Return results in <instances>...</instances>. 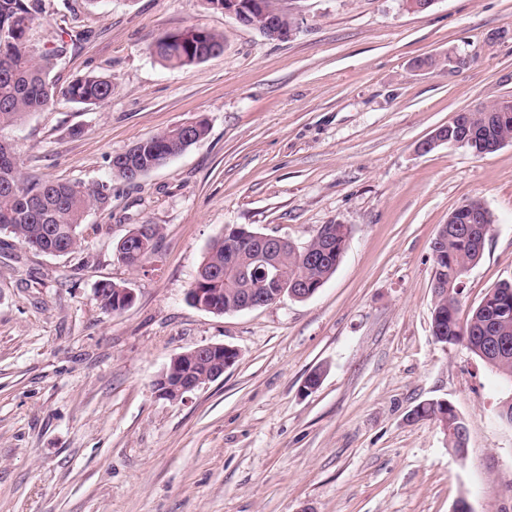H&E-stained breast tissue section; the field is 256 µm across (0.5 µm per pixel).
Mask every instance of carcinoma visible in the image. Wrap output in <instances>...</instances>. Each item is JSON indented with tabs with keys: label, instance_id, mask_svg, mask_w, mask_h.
I'll return each mask as SVG.
<instances>
[{
	"label": "carcinoma",
	"instance_id": "carcinoma-1",
	"mask_svg": "<svg viewBox=\"0 0 512 512\" xmlns=\"http://www.w3.org/2000/svg\"><path fill=\"white\" fill-rule=\"evenodd\" d=\"M44 0H0V131L16 126L44 109L61 94L81 105H98L112 97V76L88 73L64 87H58L52 73L75 45V40L58 36L53 47L32 53L28 33L44 13ZM149 52L170 68H186L224 52V33L190 27L168 32L149 45ZM453 126L454 134L466 139V149L481 157L495 151V145L512 143V112H466ZM208 124L198 120L183 130L176 125L162 133L136 142L109 160L110 176L134 182L166 165L173 157L203 141ZM112 196V184L83 188L24 172L13 145L0 136V228L10 229L22 245L39 252L59 250L71 254L82 247L79 228L88 210L105 207ZM439 237L433 239V267L439 290L433 292V335L442 344L462 342L501 379L512 385V283L490 290L482 301L460 319L461 278L478 264L484 248L481 240L491 224H466V215L456 210L449 215ZM327 239L312 238L306 245L275 253L284 281L303 285L315 293L336 272L348 235L345 224L323 225ZM151 234L141 227L116 246V259L136 267L157 250L160 228L150 225ZM270 244L244 231L232 232L211 241L196 279L188 292L192 305L205 302L224 314L238 311L261 293L272 299L275 289H265L253 274L255 258L269 251ZM121 285L103 282L97 296L102 308L117 313L128 308L118 300ZM213 365L208 358L168 365L169 378L183 375L208 377ZM416 419L435 420L448 431V447L461 455L467 438L458 431L461 419L449 404L428 401L413 409Z\"/></svg>",
	"mask_w": 512,
	"mask_h": 512
}]
</instances>
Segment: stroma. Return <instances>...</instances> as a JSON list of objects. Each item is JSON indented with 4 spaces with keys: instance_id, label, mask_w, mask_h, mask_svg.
Here are the masks:
<instances>
[{
    "instance_id": "1",
    "label": "stroma",
    "mask_w": 512,
    "mask_h": 512,
    "mask_svg": "<svg viewBox=\"0 0 512 512\" xmlns=\"http://www.w3.org/2000/svg\"><path fill=\"white\" fill-rule=\"evenodd\" d=\"M298 28L271 40L204 0H46L35 52L84 33L58 84L111 75L110 99L56 96L7 128L23 170L93 187L79 252L53 255L0 232V512H512V394L459 343L432 332L431 242L466 200L493 215L462 310L512 282V143L477 157L420 144L463 110L512 98V0H278ZM224 34V51L172 69L149 52L166 32ZM432 57L436 66H419ZM204 141L129 183L108 160L174 125ZM140 224L157 251L114 256ZM349 228L312 297L214 314L186 294L211 240L234 228L305 245ZM134 291L119 313L96 288ZM238 353L178 401L154 382L197 346ZM323 370L320 386L304 382ZM468 428L457 457L421 403ZM97 296L100 301L102 308L106 311H110L112 313H117L128 308L132 302L127 304L120 303V299L118 300L119 288L126 289V298L132 299L134 298V291L132 288H129L125 284H117L114 282H103L100 283L97 287Z\"/></svg>"
}]
</instances>
